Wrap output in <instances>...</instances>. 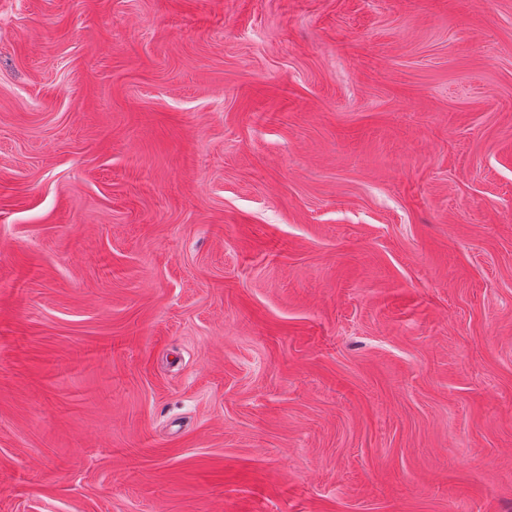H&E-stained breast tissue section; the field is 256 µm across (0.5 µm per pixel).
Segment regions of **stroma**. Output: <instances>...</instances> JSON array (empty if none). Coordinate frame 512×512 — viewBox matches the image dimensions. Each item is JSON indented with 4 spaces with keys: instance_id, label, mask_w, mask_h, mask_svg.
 Listing matches in <instances>:
<instances>
[{
    "instance_id": "1",
    "label": "stroma",
    "mask_w": 512,
    "mask_h": 512,
    "mask_svg": "<svg viewBox=\"0 0 512 512\" xmlns=\"http://www.w3.org/2000/svg\"><path fill=\"white\" fill-rule=\"evenodd\" d=\"M0 512H512V0H0Z\"/></svg>"
}]
</instances>
